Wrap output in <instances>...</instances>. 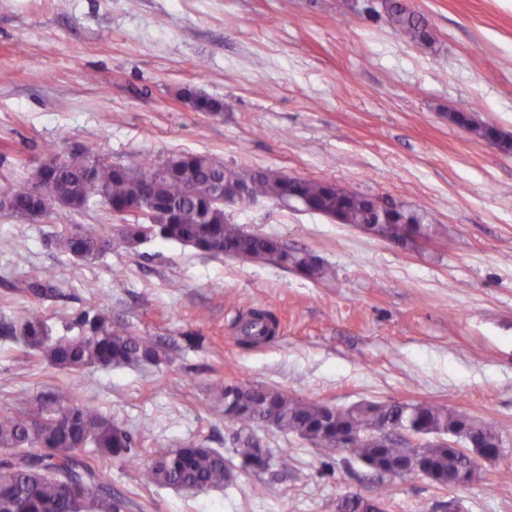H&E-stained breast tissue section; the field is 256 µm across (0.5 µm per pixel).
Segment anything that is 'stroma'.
Listing matches in <instances>:
<instances>
[{"label": "stroma", "mask_w": 512, "mask_h": 512, "mask_svg": "<svg viewBox=\"0 0 512 512\" xmlns=\"http://www.w3.org/2000/svg\"><path fill=\"white\" fill-rule=\"evenodd\" d=\"M408 2L436 49L350 0H0V186L91 144L129 166L194 153L389 197L429 228L404 249L298 205L225 204L231 223L318 257L328 275L313 281L163 240L78 265L45 236L99 228L106 208L39 223L0 213V319L102 298L166 353L75 375L0 336V412L72 386L132 433L142 459L202 441L231 460L236 427L217 388L245 382L339 408L443 405L505 442L478 480L445 487L259 426L270 468L236 471L221 490L146 486L137 462L112 461L122 512H336L354 493L383 496L385 512H512V152L451 119L463 111L512 135V0ZM188 90L223 112L191 109ZM29 277L50 278L56 296L12 290ZM254 308L273 310L279 333L243 350Z\"/></svg>", "instance_id": "obj_1"}]
</instances>
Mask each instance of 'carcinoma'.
<instances>
[{
    "instance_id": "cac0c4a2",
    "label": "carcinoma",
    "mask_w": 512,
    "mask_h": 512,
    "mask_svg": "<svg viewBox=\"0 0 512 512\" xmlns=\"http://www.w3.org/2000/svg\"><path fill=\"white\" fill-rule=\"evenodd\" d=\"M368 18L383 20L411 43L430 48L436 44L427 18L401 0H375ZM193 99L199 112L224 110L221 101L209 96L195 94ZM454 119L483 138L498 140L503 151L512 150V136L497 127L480 128L465 112L456 113ZM35 173L44 177L48 191L36 194L28 181L10 183L0 189V212L39 223L58 207L79 211L92 203L106 206L112 214L110 230L70 224L49 237L50 245L84 263L99 258L116 242L134 250L160 239L245 261L271 260L311 280L326 277L325 267L311 254L228 222L214 193L220 183L244 186L248 200H277L286 193L301 196L313 212L341 224H369L384 216L387 232L406 231V246L428 235L422 216L402 205L322 180L304 178L288 183L280 172L236 170L198 154L173 155L159 163L147 159L119 169L98 150L84 146L70 155L49 157ZM152 198L168 204L166 221L151 224L126 217L128 207L136 202L145 205ZM13 288L44 298L55 295L46 279L20 280ZM61 323L74 335L57 334L44 312L32 308L1 320L0 335L23 342L51 366L75 373L91 367H135L162 358L152 337L112 318V310L104 302L66 314ZM275 327L272 313H257L240 344L269 342ZM220 398L224 415L238 425V466L254 472L266 471L271 461L253 434L261 420L325 453L339 449L340 441L356 432L359 438L352 441L349 451L374 471L396 476L413 457L424 475L441 486L457 485L465 479V462L458 449L432 440L416 448L403 440L382 444L373 438L376 429L409 425L417 431L465 434L478 448H493L502 439L492 424L429 403L390 401L338 412L328 404L245 383L223 385ZM134 448L133 435L112 415L79 401L69 388L22 397L12 409L0 412V451L14 455V461L0 466V512H120L122 501L113 497L112 481L101 462L129 456ZM238 466L215 448L187 443L155 453L143 464L140 481L146 486L202 493L224 488ZM365 502L361 495L347 496L338 502L336 512H369Z\"/></svg>"
}]
</instances>
